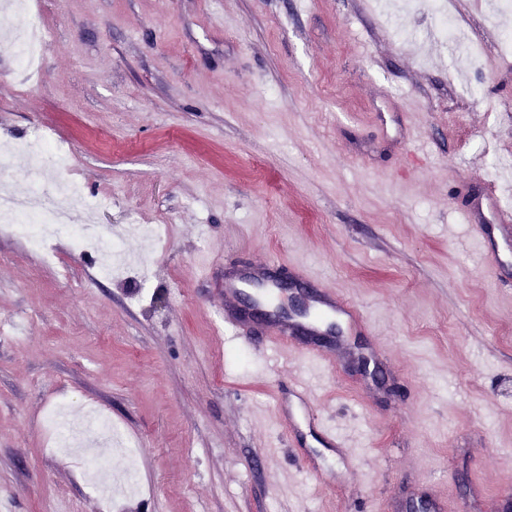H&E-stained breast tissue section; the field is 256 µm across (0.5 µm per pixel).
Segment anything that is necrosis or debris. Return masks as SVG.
Masks as SVG:
<instances>
[{"instance_id": "obj_1", "label": "necrosis or debris", "mask_w": 512, "mask_h": 512, "mask_svg": "<svg viewBox=\"0 0 512 512\" xmlns=\"http://www.w3.org/2000/svg\"><path fill=\"white\" fill-rule=\"evenodd\" d=\"M4 154H27L36 173L30 180L25 196H16L9 183L0 184V223L26 239L32 249H41L47 241L66 237L73 251L92 256L101 252L118 257L122 249L118 240L78 227L68 220L69 205H85L82 189L74 183L56 179L55 174L65 169L69 154L37 134L20 143L0 142Z\"/></svg>"}]
</instances>
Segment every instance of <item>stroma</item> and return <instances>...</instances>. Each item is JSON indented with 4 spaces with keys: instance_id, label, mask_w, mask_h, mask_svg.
Listing matches in <instances>:
<instances>
[{
    "instance_id": "obj_1",
    "label": "stroma",
    "mask_w": 512,
    "mask_h": 512,
    "mask_svg": "<svg viewBox=\"0 0 512 512\" xmlns=\"http://www.w3.org/2000/svg\"><path fill=\"white\" fill-rule=\"evenodd\" d=\"M483 50L431 35L417 0L401 38L376 0H30L34 70L0 45V140L37 131L97 228L148 265L97 274L55 242L45 262L0 230V506L8 512H497L512 486V283L494 282L459 184L512 208V53L486 0H447ZM478 84L481 98L466 94ZM482 159L469 167L472 156ZM302 266L352 301V337L386 386L300 352L216 340L224 273ZM313 391L324 448L279 409ZM108 415L137 451L99 448L136 494L107 498L56 448L46 416ZM328 471V483L313 472Z\"/></svg>"
}]
</instances>
